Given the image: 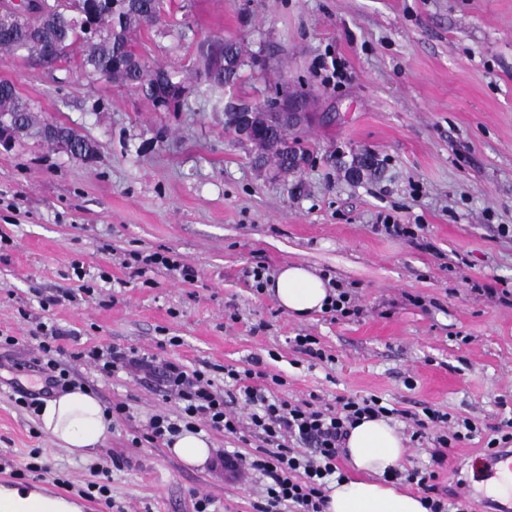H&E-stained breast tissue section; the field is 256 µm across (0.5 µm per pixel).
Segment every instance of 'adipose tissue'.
<instances>
[{
  "mask_svg": "<svg viewBox=\"0 0 512 512\" xmlns=\"http://www.w3.org/2000/svg\"><path fill=\"white\" fill-rule=\"evenodd\" d=\"M280 307L304 319L322 311L330 294L327 280L300 263L282 267L269 285ZM43 433L83 458L92 457L109 434L112 419L89 390L76 388L45 400L37 414ZM346 450L360 480L329 482L324 512H427L419 496L400 492L384 474L404 458V437L384 418L366 419L350 432Z\"/></svg>",
  "mask_w": 512,
  "mask_h": 512,
  "instance_id": "obj_1",
  "label": "adipose tissue"
}]
</instances>
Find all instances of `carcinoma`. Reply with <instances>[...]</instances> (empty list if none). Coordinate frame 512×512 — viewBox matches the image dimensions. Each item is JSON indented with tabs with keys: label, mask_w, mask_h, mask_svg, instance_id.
I'll return each instance as SVG.
<instances>
[{
	"label": "carcinoma",
	"mask_w": 512,
	"mask_h": 512,
	"mask_svg": "<svg viewBox=\"0 0 512 512\" xmlns=\"http://www.w3.org/2000/svg\"><path fill=\"white\" fill-rule=\"evenodd\" d=\"M0 11L10 17L8 28L0 29L1 51L54 68L79 47L78 66L88 77L118 80L164 106L170 99L179 101V92L187 90L162 68L146 70L131 46L138 30L163 21L164 0H0ZM243 65L238 42L219 36L209 39L203 70L205 90L215 93L235 84ZM1 117L25 127L29 134L41 133L34 108L6 80L0 81ZM57 128L85 152L84 160L93 159L92 141L62 124ZM271 130V139L262 134L251 141L260 155H272L283 172L308 161L298 138L278 126Z\"/></svg>",
	"instance_id": "1"
}]
</instances>
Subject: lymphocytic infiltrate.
Segmentation results:
<instances>
[{"mask_svg": "<svg viewBox=\"0 0 512 512\" xmlns=\"http://www.w3.org/2000/svg\"><path fill=\"white\" fill-rule=\"evenodd\" d=\"M69 336V330L53 326L38 337L35 364L40 388L35 393L21 392L19 406L33 408L40 398L72 387L70 373L58 359L64 352L62 342ZM68 354L73 363L94 365L107 376L135 372L158 379L164 399L176 401L179 411L174 416H152L147 425L149 439L166 441L181 429L200 426L257 439L254 455H223L226 469L262 481L263 496L255 504V512H323V487L327 478L340 471L339 462L346 454L350 430L361 420L390 413L376 395L343 397L332 408L314 394L295 402L278 398L271 393V386H254V379L264 375L260 369L225 368L224 384L219 387L203 370L133 349L77 348ZM237 403L247 408L246 416L234 411ZM471 427V422L463 419L458 430L436 436L432 467L392 471V478H406L423 489L428 512H466L462 505L449 510L442 497L436 496L434 482L436 465L442 464L466 440Z\"/></svg>", "mask_w": 512, "mask_h": 512, "instance_id": "1", "label": "lymphocytic infiltrate"}]
</instances>
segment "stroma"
I'll return each instance as SVG.
<instances>
[{
  "instance_id": "obj_1",
  "label": "stroma",
  "mask_w": 512,
  "mask_h": 512,
  "mask_svg": "<svg viewBox=\"0 0 512 512\" xmlns=\"http://www.w3.org/2000/svg\"><path fill=\"white\" fill-rule=\"evenodd\" d=\"M173 26L137 32L148 68L180 81L197 73L198 44L239 39L246 62L223 93L191 89L156 107L137 91L90 81L76 67L44 68L0 51V80L15 84L40 121L92 139L93 161L32 135L0 146V470L44 465L41 481L74 487L111 472L122 512H193L194 495L217 512H254L259 482L219 462L184 465L150 442L151 416L176 413L156 379L107 378L80 365L81 388L104 406L125 402L85 460L54 444L19 407L18 385L34 371L27 343L38 325L72 330L65 348L118 345L208 370L225 367L283 378L277 396L376 395L396 408L405 468L431 463L433 438L411 441L412 414L431 406L470 418L477 436L437 468L439 496L490 512L512 498L490 493L479 459L491 427L512 418V0H165ZM195 35L180 38L177 25ZM344 64L328 86L318 60ZM305 95L298 130L309 162L283 173L256 167L252 144L224 131L231 99L264 102L275 85ZM376 173L354 178L364 154ZM416 225L411 237L375 227L377 215ZM166 252L197 271L188 282L165 269L137 274L130 253ZM270 273L300 262L348 291L356 314L297 320L244 269ZM82 265L95 282L80 291ZM109 282H101L100 274ZM316 337L323 359L294 349Z\"/></svg>"
}]
</instances>
